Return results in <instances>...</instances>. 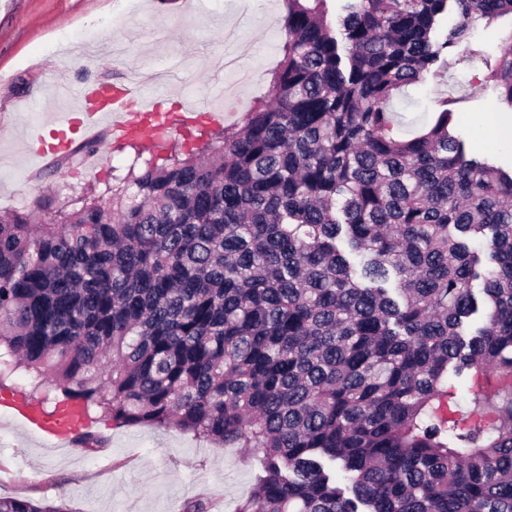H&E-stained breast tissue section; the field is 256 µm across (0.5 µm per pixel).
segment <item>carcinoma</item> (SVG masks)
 Instances as JSON below:
<instances>
[{"instance_id": "carcinoma-1", "label": "carcinoma", "mask_w": 512, "mask_h": 512, "mask_svg": "<svg viewBox=\"0 0 512 512\" xmlns=\"http://www.w3.org/2000/svg\"><path fill=\"white\" fill-rule=\"evenodd\" d=\"M336 2L335 31L286 0L242 124L0 216V388L250 449L234 512H512V168L457 98L405 135L389 109L478 57L512 110V0Z\"/></svg>"}]
</instances>
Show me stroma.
Masks as SVG:
<instances>
[{
    "label": "stroma",
    "instance_id": "obj_1",
    "mask_svg": "<svg viewBox=\"0 0 512 512\" xmlns=\"http://www.w3.org/2000/svg\"><path fill=\"white\" fill-rule=\"evenodd\" d=\"M284 0H0V214L37 201L103 192L126 176L135 153L103 139L97 154L74 165L36 162L27 139L51 123L59 93L70 107L92 80L132 82L161 98L165 109L223 111L241 123L268 101L271 72L281 59ZM469 64L449 80L406 87L390 105L405 131L432 122L435 98L460 95L461 129L482 154L512 163V143L481 141L477 116L495 105L493 92L473 85ZM233 85L228 100L214 85ZM96 452L75 445L52 452L0 408V495L63 506L66 512H180L184 502L209 501L234 512L253 481L245 448H224L173 429L103 427Z\"/></svg>",
    "mask_w": 512,
    "mask_h": 512
}]
</instances>
